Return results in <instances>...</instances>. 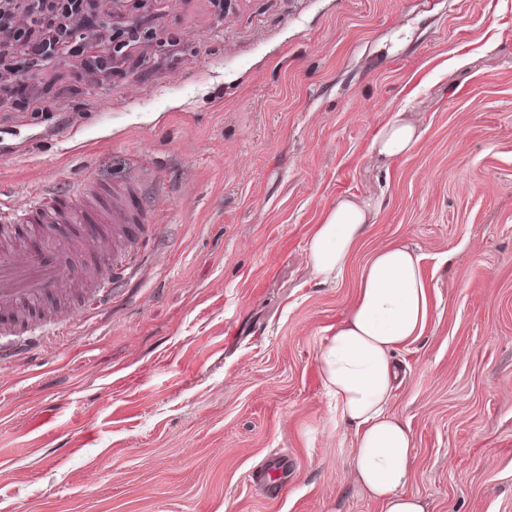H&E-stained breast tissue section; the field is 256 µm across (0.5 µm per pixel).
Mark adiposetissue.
<instances>
[{
  "label": "adipose tissue",
  "instance_id": "adipose-tissue-1",
  "mask_svg": "<svg viewBox=\"0 0 512 512\" xmlns=\"http://www.w3.org/2000/svg\"><path fill=\"white\" fill-rule=\"evenodd\" d=\"M422 136L418 122L396 113L372 139L374 151L392 160L410 153ZM378 201L341 197L310 239L309 266L322 282L346 267ZM420 256L409 246L378 248L363 268L357 297L328 330L320 370L328 393L354 430L351 468L356 484L379 501L384 512H426L419 496L405 493L413 441L410 429L389 411L396 370L395 350L421 335L429 318Z\"/></svg>",
  "mask_w": 512,
  "mask_h": 512
}]
</instances>
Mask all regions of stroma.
<instances>
[{
    "label": "stroma",
    "instance_id": "obj_1",
    "mask_svg": "<svg viewBox=\"0 0 512 512\" xmlns=\"http://www.w3.org/2000/svg\"><path fill=\"white\" fill-rule=\"evenodd\" d=\"M108 23L0 106V225L80 185H132L136 215L127 262L95 257L108 304L62 303L0 365V512H383L320 354L393 242L430 307L394 354L405 490L512 512V0H149ZM113 46L110 79L84 69ZM397 110L423 135L384 167ZM369 191L321 282L315 224ZM377 209L378 200L372 196L336 199L311 235L309 266L316 278L326 283L341 275Z\"/></svg>",
    "mask_w": 512,
    "mask_h": 512
}]
</instances>
